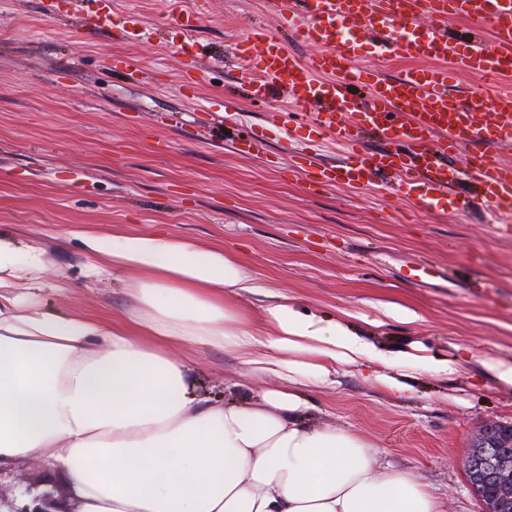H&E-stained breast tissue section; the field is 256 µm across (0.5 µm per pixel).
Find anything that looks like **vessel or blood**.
Here are the masks:
<instances>
[{
    "mask_svg": "<svg viewBox=\"0 0 512 512\" xmlns=\"http://www.w3.org/2000/svg\"><path fill=\"white\" fill-rule=\"evenodd\" d=\"M279 25L300 45L301 56L267 29L256 28L231 54L239 80L252 99L271 90L289 96L307 114L308 142L329 138L346 150L341 165L329 166L301 152L295 172L320 190L344 184L373 189L393 175L397 190L415 211H460L477 202L512 215V94L501 93L484 111H469L449 88L452 74L466 70L498 80L512 74V0H269ZM460 19L473 37L448 34ZM389 59L421 60V68L396 77L356 68L363 46ZM189 61L185 87L198 84L204 65L193 40L180 47ZM420 111H412V104ZM381 148L368 150L365 133ZM467 153L461 176L448 160Z\"/></svg>",
    "mask_w": 512,
    "mask_h": 512,
    "instance_id": "obj_1",
    "label": "vessel or blood"
}]
</instances>
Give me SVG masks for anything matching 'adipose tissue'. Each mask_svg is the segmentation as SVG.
Returning <instances> with one entry per match:
<instances>
[{
	"label": "adipose tissue",
	"mask_w": 512,
	"mask_h": 512,
	"mask_svg": "<svg viewBox=\"0 0 512 512\" xmlns=\"http://www.w3.org/2000/svg\"><path fill=\"white\" fill-rule=\"evenodd\" d=\"M106 260L127 317L40 309L39 250L0 237V473L38 461L69 477L78 512H444L412 472L382 469L356 432L316 419L299 395L372 368L394 397L404 367L448 377L463 359L384 352L342 322L264 293L240 256L164 231L116 233ZM235 355L275 385L248 401L195 393L186 357Z\"/></svg>",
	"instance_id": "obj_1"
}]
</instances>
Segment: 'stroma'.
Returning <instances> with one entry per match:
<instances>
[{
	"instance_id": "obj_1",
	"label": "stroma",
	"mask_w": 512,
	"mask_h": 512,
	"mask_svg": "<svg viewBox=\"0 0 512 512\" xmlns=\"http://www.w3.org/2000/svg\"><path fill=\"white\" fill-rule=\"evenodd\" d=\"M196 0H112V18L140 17L151 34L114 40L91 19L47 16L44 0H0V236L37 248L44 308L119 317L130 309L111 271L92 274L81 233L163 230L198 248L237 253L258 281L299 309L352 325L388 350L471 363L439 379L407 371L411 397L388 398L368 374H339L303 398L324 421L360 433L379 464L408 469L443 498L446 512H481L464 459L476 430L512 423V386L482 363L512 359V239L477 214H413L393 189L339 186L309 192L283 168L301 145L286 139L288 105L250 100L226 57L254 28L276 31L267 0H207L194 37L207 72L188 98L180 80L181 29L173 16ZM139 72L112 70L113 57ZM480 112L512 80L467 71L452 80ZM228 103L232 121L204 107ZM257 131L249 154L230 139ZM494 290L476 297L477 281ZM200 392L249 399L261 386L233 355L190 352Z\"/></svg>"
}]
</instances>
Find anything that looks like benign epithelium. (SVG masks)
Instances as JSON below:
<instances>
[{"label": "benign epithelium", "instance_id": "obj_1", "mask_svg": "<svg viewBox=\"0 0 512 512\" xmlns=\"http://www.w3.org/2000/svg\"><path fill=\"white\" fill-rule=\"evenodd\" d=\"M465 468L475 495L488 500L484 512H512L511 424L482 426L467 453ZM36 500L40 506L30 512H74L67 492H46Z\"/></svg>", "mask_w": 512, "mask_h": 512}]
</instances>
